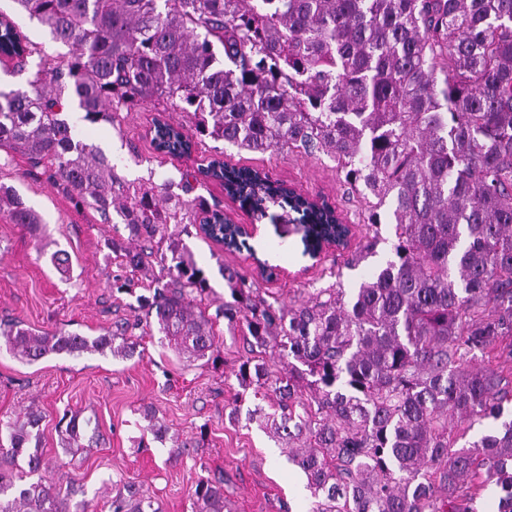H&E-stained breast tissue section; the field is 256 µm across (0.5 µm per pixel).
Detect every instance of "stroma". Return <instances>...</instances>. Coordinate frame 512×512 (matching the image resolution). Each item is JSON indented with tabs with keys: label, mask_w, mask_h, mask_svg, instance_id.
Here are the masks:
<instances>
[{
	"label": "stroma",
	"mask_w": 512,
	"mask_h": 512,
	"mask_svg": "<svg viewBox=\"0 0 512 512\" xmlns=\"http://www.w3.org/2000/svg\"><path fill=\"white\" fill-rule=\"evenodd\" d=\"M155 116L147 105L125 115L117 129L83 124V136L111 151L128 178L149 177L177 194L183 171L207 164L217 150L205 145L188 156H156L150 136ZM219 151L226 163L265 170L303 195L326 199L350 224L351 236L347 249L332 248L327 257L311 259L301 234L287 223L255 218L227 197L219 182L206 181L202 194L219 204L226 219L258 226L254 236L240 238L231 250L196 233L186 236L194 260L208 276L212 306L229 298L219 270L224 263L252 274L260 260L277 267L274 279L258 277L257 284L263 294L284 303L335 283L353 293L381 263L377 255L352 268L346 264L364 242L359 222L363 200L346 193L330 158L240 151L227 144ZM0 183L15 187L44 219L34 234L0 213V320L86 336L133 320L134 296L114 287L125 275L107 247L115 228L101 223L94 210L75 208L42 168L32 167L22 155L0 151ZM58 251L69 257V275L58 273L51 262ZM215 332L221 360L214 365L186 361L154 331L138 337L134 356L123 360L61 355L29 365L1 346L0 417L20 416L31 407L40 411L45 466L38 479L55 485L61 496L89 501L91 512H110L111 496L129 484L148 489L161 512H192V491L202 478L223 480L228 512H298L310 500L305 475L249 419L251 410L268 401L237 380L246 344L229 335L224 323H217ZM148 408L171 439L189 442L188 450L178 454L170 443L154 440L145 429ZM75 413L98 419L100 442L71 456L59 446L58 422Z\"/></svg>",
	"instance_id": "1"
}]
</instances>
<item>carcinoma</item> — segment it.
I'll list each match as a JSON object with an SVG mask.
<instances>
[{
    "mask_svg": "<svg viewBox=\"0 0 512 512\" xmlns=\"http://www.w3.org/2000/svg\"><path fill=\"white\" fill-rule=\"evenodd\" d=\"M35 22L50 54L1 12L0 47L27 74L0 89V149L51 166L76 208L89 207L127 236L112 253L143 273L145 322L177 353L221 359L214 325L241 335L236 376L266 389L271 411L252 420L307 477L309 512H477L490 494L512 512V0H11ZM37 57L33 68L29 59ZM143 103L193 117L158 121L160 154L223 142L240 150L323 154L345 190L365 201L376 254L382 221L389 255L350 300L319 288L291 305L269 300L237 267L222 274L230 300L206 313L210 285L174 225L192 224L231 247L197 175L183 195L129 180L69 121L116 125ZM214 179L261 213L277 204L310 213L311 249L336 234V213L288 197L267 175L216 159ZM34 232L41 216L0 185V212ZM158 264L168 281L150 283ZM15 358L110 352L127 359V328L96 337L21 320L0 322ZM486 362L475 366V358ZM40 412L0 419V512H89L38 480ZM494 429L466 439L475 425ZM96 427L74 414L59 430L67 454ZM465 440L459 444V440ZM111 512H160L134 484ZM194 512H224V482L200 479Z\"/></svg>",
    "mask_w": 512,
    "mask_h": 512,
    "instance_id": "cac0c4a2",
    "label": "carcinoma"
}]
</instances>
